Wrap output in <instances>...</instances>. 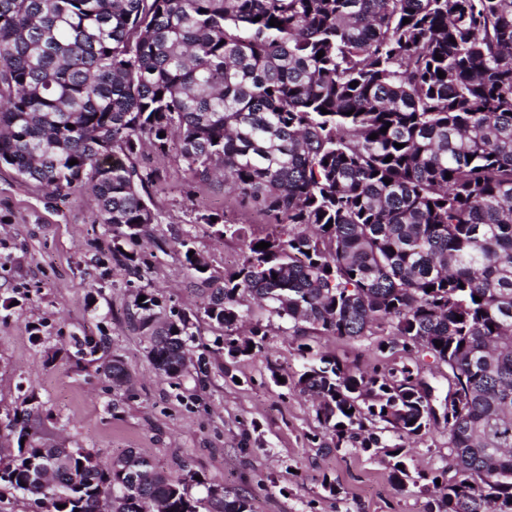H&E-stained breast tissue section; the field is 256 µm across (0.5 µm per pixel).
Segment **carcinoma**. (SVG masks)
<instances>
[{"label": "carcinoma", "mask_w": 512, "mask_h": 512, "mask_svg": "<svg viewBox=\"0 0 512 512\" xmlns=\"http://www.w3.org/2000/svg\"><path fill=\"white\" fill-rule=\"evenodd\" d=\"M173 140L195 180L220 177L241 210L280 227L257 236L198 214L243 243L221 280L189 255L190 235L178 241L227 354L262 352L259 330L236 334L248 297L294 336L387 333L377 351L400 350L398 367L320 355L283 378L318 399L335 447L388 457L399 488L424 479L403 439L444 425L448 464L422 486L436 490L427 512H512V0H0V164L57 196L90 190L113 259L135 275L131 247L159 223L158 175L140 156ZM137 295L155 370L184 376L195 324ZM422 353L446 367L453 400L422 374ZM99 370L127 379L118 360ZM30 416L14 415L24 445L0 483L46 512L101 500L197 512L194 476L132 450L104 464L35 444ZM216 492L213 512H252Z\"/></svg>", "instance_id": "1"}]
</instances>
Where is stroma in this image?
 <instances>
[{
    "label": "stroma",
    "instance_id": "obj_1",
    "mask_svg": "<svg viewBox=\"0 0 512 512\" xmlns=\"http://www.w3.org/2000/svg\"><path fill=\"white\" fill-rule=\"evenodd\" d=\"M141 162L161 176L153 235L169 247L160 253L154 239L142 243L145 266L135 286L112 261V230L96 223L90 191L57 198L0 165V304L10 303L0 307V463L18 453L10 422L25 407L36 443L87 448L104 461L132 450L168 475L200 476L191 488L199 512H211V487L247 495L255 512H426L428 498L417 487L392 483L386 457L335 447L312 397L271 377L275 368L302 371L306 346L367 370L399 364V356L376 352L378 337L292 336L286 321L248 300L239 332H264L261 354L228 357L216 342L220 329L201 319L187 373H156L145 336L128 321L137 288L194 313L199 290L176 238L190 234L220 277L242 262V246L196 223L197 214L216 211L258 233L266 226L238 209L223 184L196 183L177 150L149 152ZM78 336L99 342L96 362L79 360ZM112 359L124 366L128 387L115 388L98 372V363ZM408 453L413 471L436 474L448 461L447 431L439 426L409 439Z\"/></svg>",
    "mask_w": 512,
    "mask_h": 512
}]
</instances>
